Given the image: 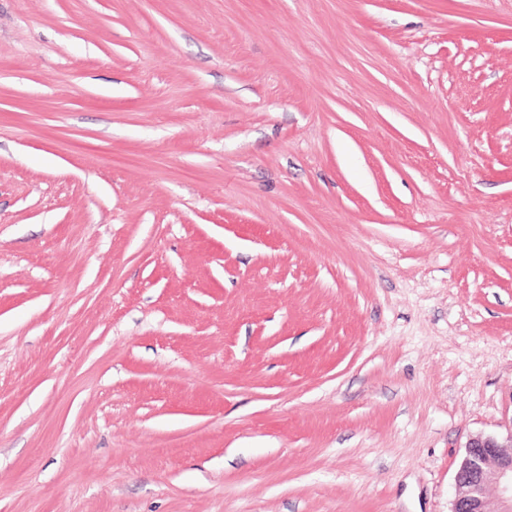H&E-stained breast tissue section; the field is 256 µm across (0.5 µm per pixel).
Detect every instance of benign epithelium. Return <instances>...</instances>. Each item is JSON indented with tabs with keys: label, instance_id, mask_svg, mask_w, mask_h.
Listing matches in <instances>:
<instances>
[{
	"label": "benign epithelium",
	"instance_id": "1",
	"mask_svg": "<svg viewBox=\"0 0 512 512\" xmlns=\"http://www.w3.org/2000/svg\"><path fill=\"white\" fill-rule=\"evenodd\" d=\"M491 487L497 496L488 494ZM450 512H512V431L502 440L482 434L468 440Z\"/></svg>",
	"mask_w": 512,
	"mask_h": 512
}]
</instances>
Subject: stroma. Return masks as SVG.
<instances>
[{
    "label": "stroma",
    "mask_w": 512,
    "mask_h": 512,
    "mask_svg": "<svg viewBox=\"0 0 512 512\" xmlns=\"http://www.w3.org/2000/svg\"><path fill=\"white\" fill-rule=\"evenodd\" d=\"M512 432V0H0V512H449Z\"/></svg>",
    "instance_id": "35a3bbf8"
}]
</instances>
